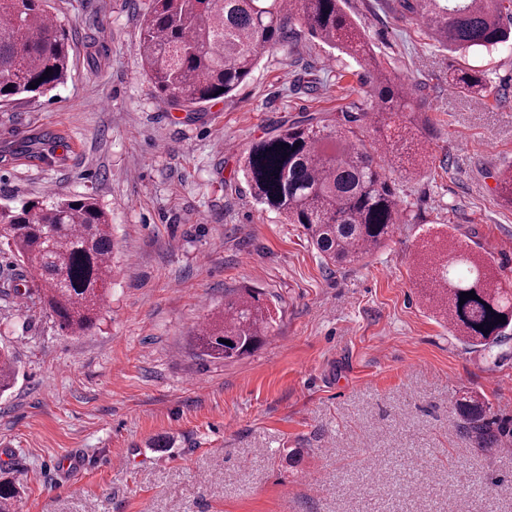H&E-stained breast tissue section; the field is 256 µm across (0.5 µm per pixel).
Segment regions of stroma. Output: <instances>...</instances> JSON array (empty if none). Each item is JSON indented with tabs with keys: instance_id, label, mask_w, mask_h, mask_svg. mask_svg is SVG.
I'll return each instance as SVG.
<instances>
[{
	"instance_id": "1",
	"label": "stroma",
	"mask_w": 512,
	"mask_h": 512,
	"mask_svg": "<svg viewBox=\"0 0 512 512\" xmlns=\"http://www.w3.org/2000/svg\"><path fill=\"white\" fill-rule=\"evenodd\" d=\"M148 0H47L72 37L67 81L0 105V206L91 194L115 241L110 295L89 336L37 304L0 297V347L18 377L0 395V478L17 512H512V357L493 366L435 320L414 272L423 229L473 237L512 284V54L461 56L404 20L398 0H346L380 64L427 109L430 154L393 175L407 219L339 269L296 224L256 203L242 172L253 141L364 97V70L295 23L231 96L194 112L157 94L138 52ZM485 71L481 94L449 87ZM315 79L307 94L299 77ZM240 288L278 310L272 336L235 361L194 336ZM496 373L502 385L489 386ZM488 401L483 453L454 398ZM82 454L84 470L60 472Z\"/></svg>"
}]
</instances>
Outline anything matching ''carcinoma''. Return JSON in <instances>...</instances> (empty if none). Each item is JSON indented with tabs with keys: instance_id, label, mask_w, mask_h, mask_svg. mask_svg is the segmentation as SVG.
I'll list each match as a JSON object with an SVG mask.
<instances>
[{
	"instance_id": "cac0c4a2",
	"label": "carcinoma",
	"mask_w": 512,
	"mask_h": 512,
	"mask_svg": "<svg viewBox=\"0 0 512 512\" xmlns=\"http://www.w3.org/2000/svg\"><path fill=\"white\" fill-rule=\"evenodd\" d=\"M402 8L424 20L452 52L512 51V0H402ZM295 19L316 39L365 64L366 100L333 124L306 118L252 143L243 174L258 204L300 225L324 263L341 268L382 249L402 221L388 169L411 176L427 162L424 149L412 150L413 125L401 127L395 140L366 139V131L380 132L412 104L406 85L377 63L342 0H150L138 50L159 96L191 112L235 91L262 53L288 43ZM72 51L69 32L49 14L46 0H0V103L63 84ZM448 84L488 89L485 73L475 69L456 70ZM425 234L416 268L435 285L426 294L434 318L497 364L512 339V288L498 283L494 265L469 242L446 231ZM0 243L16 253L17 279L26 283L24 289L1 287V296L40 304L70 336L97 328L112 276V224L95 198L51 194L0 206ZM470 291L477 298L459 304L460 294ZM263 296L259 288H242L224 297V307L195 336L199 357L232 360L258 350L276 324ZM14 378L13 357L0 351V393ZM453 405L471 443L489 450L498 431L488 404L462 397ZM17 498L15 482L1 479L0 512H15Z\"/></svg>"
}]
</instances>
